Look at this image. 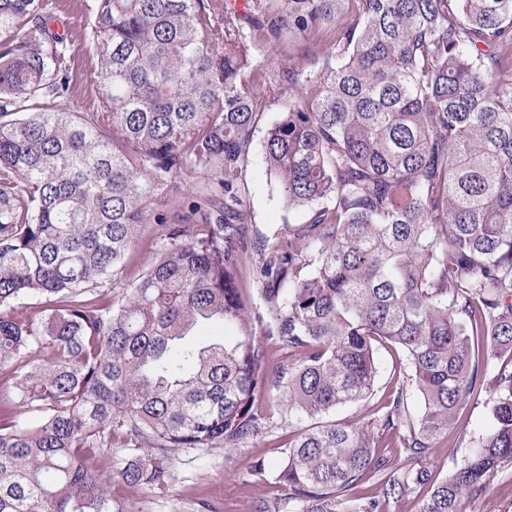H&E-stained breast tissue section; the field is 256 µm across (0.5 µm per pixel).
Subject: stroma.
I'll list each match as a JSON object with an SVG mask.
<instances>
[{
  "instance_id": "35a3bbf8",
  "label": "stroma",
  "mask_w": 512,
  "mask_h": 512,
  "mask_svg": "<svg viewBox=\"0 0 512 512\" xmlns=\"http://www.w3.org/2000/svg\"><path fill=\"white\" fill-rule=\"evenodd\" d=\"M71 71L76 87L70 102L77 112L93 111L98 104V91L84 81L86 72L97 64L92 52L82 42H75L70 55ZM279 101L267 103L254 132L247 163V205L253 228L264 236L287 224H302L308 218L303 210L288 208L273 177L267 175L263 161V139L268 126L279 117ZM488 392L471 397L456 425L466 433V441H443L426 465L433 476L448 475L456 459L468 454L469 438L490 430L493 419L489 413ZM258 410L270 422L268 433L234 449L194 448L180 451L173 464L170 480L163 490L126 488L113 482L112 492L124 499L130 512H200L202 504L212 505L216 512H252L255 499L275 500L284 492L273 477L258 481L250 473L257 457L276 462L280 449L290 437L288 427L280 423L278 396L273 392L260 393Z\"/></svg>"
}]
</instances>
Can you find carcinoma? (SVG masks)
<instances>
[{"instance_id": "cac0c4a2", "label": "carcinoma", "mask_w": 512, "mask_h": 512, "mask_svg": "<svg viewBox=\"0 0 512 512\" xmlns=\"http://www.w3.org/2000/svg\"><path fill=\"white\" fill-rule=\"evenodd\" d=\"M453 2L96 0L75 112L54 0H0V512H129L112 479L161 490L179 450L263 437L268 386L295 432L253 461L286 491L253 512H464L512 468V0ZM321 29L264 138L308 219L253 240L263 58ZM380 347L398 386L323 420L372 394ZM482 391L493 429L433 478ZM71 71L76 87L70 105L76 112H91L98 104V90L84 81L86 72L97 64L89 47L81 41L74 43L70 55ZM378 374L374 386L373 394L358 405H346L336 408L329 416L330 421L344 423L362 424L366 420H361L363 415L356 416L364 406H371L376 403L382 395H385L392 387L395 380V369L399 364V358H402V352L399 349L380 348L377 352Z\"/></svg>"}]
</instances>
